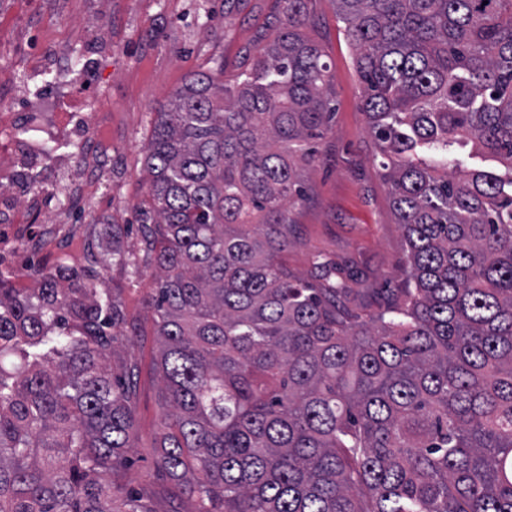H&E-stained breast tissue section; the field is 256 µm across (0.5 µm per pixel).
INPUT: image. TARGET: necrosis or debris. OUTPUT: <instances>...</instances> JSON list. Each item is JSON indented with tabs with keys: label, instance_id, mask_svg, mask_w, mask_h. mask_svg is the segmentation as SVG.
<instances>
[{
	"label": "necrosis or debris",
	"instance_id": "obj_1",
	"mask_svg": "<svg viewBox=\"0 0 512 512\" xmlns=\"http://www.w3.org/2000/svg\"><path fill=\"white\" fill-rule=\"evenodd\" d=\"M101 53L98 45L85 42L76 48L65 42L14 70L0 71V87L15 90L24 86L32 94L31 106L26 110L0 98V172L5 175L0 183V229L5 232L7 245L42 253L67 232L59 223L38 228L33 225L34 216L42 210V201L57 193L55 186L36 182L43 165L76 145L84 173H97L103 167V155L93 147L97 131L96 89L78 84L72 77L76 62H90ZM65 85L75 89L85 105L74 112L69 127L64 129L55 125V106L45 92Z\"/></svg>",
	"mask_w": 512,
	"mask_h": 512
}]
</instances>
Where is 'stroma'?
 I'll return each mask as SVG.
<instances>
[{"label": "stroma", "mask_w": 512, "mask_h": 512, "mask_svg": "<svg viewBox=\"0 0 512 512\" xmlns=\"http://www.w3.org/2000/svg\"><path fill=\"white\" fill-rule=\"evenodd\" d=\"M305 35L317 42L330 65L336 114L317 143V154L304 180L306 197L291 209L296 243L289 248V268L315 280L313 257L357 269L356 304L383 298L387 289L404 285L406 246L383 180L361 108L363 85L355 52L336 16L334 0H312ZM25 23L31 50L52 42L73 41L96 25L112 40V51L91 63L85 78L97 86L99 106L109 118L98 144L111 148L104 168L111 189H98L89 201L44 207L41 223L66 216L71 228L47 253L21 251L13 263L19 288L39 287L47 270L64 263L86 266L90 255L111 258L121 249L143 256L135 207L146 197L144 149L155 114L192 73L244 72L248 58L277 29L274 0H245L238 12L225 14L224 0H0V32L13 33ZM100 287L117 289L129 318L143 335L129 350L137 361L135 410L137 433L129 453L132 487L149 484L159 512H192L154 464V441L160 431L158 380L154 369L153 318L145 299L153 288V271L139 267H101Z\"/></svg>", "instance_id": "35a3bbf8"}]
</instances>
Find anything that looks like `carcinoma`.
Here are the masks:
<instances>
[{"mask_svg": "<svg viewBox=\"0 0 512 512\" xmlns=\"http://www.w3.org/2000/svg\"><path fill=\"white\" fill-rule=\"evenodd\" d=\"M275 2L250 71L190 76L145 149L156 468L195 512H512V0H336L407 251L369 308L284 259L335 104L311 0ZM96 265L0 277V512H156Z\"/></svg>", "mask_w": 512, "mask_h": 512, "instance_id": "cac0c4a2", "label": "carcinoma"}]
</instances>
